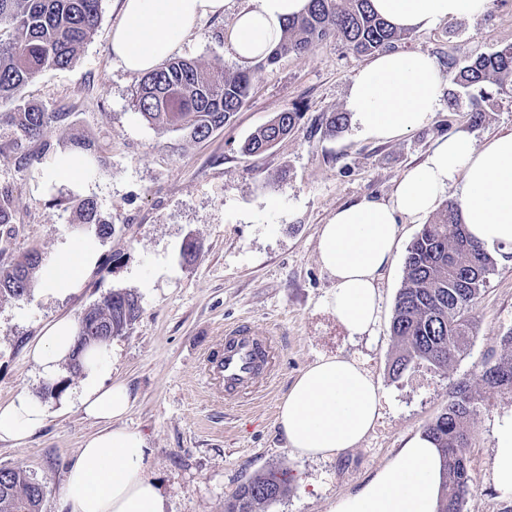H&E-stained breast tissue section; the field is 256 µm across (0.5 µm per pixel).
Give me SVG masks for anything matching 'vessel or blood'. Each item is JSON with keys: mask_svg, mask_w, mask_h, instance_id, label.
I'll use <instances>...</instances> for the list:
<instances>
[{"mask_svg": "<svg viewBox=\"0 0 512 512\" xmlns=\"http://www.w3.org/2000/svg\"><path fill=\"white\" fill-rule=\"evenodd\" d=\"M271 360L267 337L255 335L245 326L226 330L224 351L214 360L226 399L236 400L251 392L267 374Z\"/></svg>", "mask_w": 512, "mask_h": 512, "instance_id": "b4317fda", "label": "vessel or blood"}]
</instances>
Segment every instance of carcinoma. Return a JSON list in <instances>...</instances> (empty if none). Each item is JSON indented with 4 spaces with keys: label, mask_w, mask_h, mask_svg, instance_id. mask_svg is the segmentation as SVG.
<instances>
[{
    "label": "carcinoma",
    "mask_w": 512,
    "mask_h": 512,
    "mask_svg": "<svg viewBox=\"0 0 512 512\" xmlns=\"http://www.w3.org/2000/svg\"><path fill=\"white\" fill-rule=\"evenodd\" d=\"M100 0H0V99L17 102L11 112H0V123L15 128L23 140L40 139L44 129L69 118L68 112H47L25 101L24 90L47 69H65L77 58L99 22ZM403 34L379 18L370 0H309L304 13L284 27L278 43L263 57L273 64L283 54H301L317 40L334 39L359 56L391 48ZM512 81V45L480 55L455 72L453 81L478 91L473 100L488 97L484 83L499 87ZM246 70L214 74L196 61L170 58L145 73L136 92L140 115L164 131H180L202 140L228 124L246 104L250 94ZM298 113L277 114L253 132L242 149L261 155L295 128ZM67 154L85 157L86 171L103 167L94 143L83 134H71ZM70 226L100 238L111 234L112 222L98 204L83 199L71 206ZM16 223L9 190L0 191V227ZM494 257L471 240L460 222L458 204L448 202L411 243L405 259V275L396 296L389 331L397 353L392 375L401 376L415 364L427 362L446 369L465 353L474 328L473 306ZM44 258L37 249L23 260L0 263V297L20 300L33 282L42 277ZM140 312L136 294H109L102 303L83 312L79 323L95 328L78 330L76 352L89 342L110 344L133 325ZM503 354L480 374L490 391L512 392V329L502 338ZM482 397L467 382L457 383L448 405L427 426L442 459V495L438 512H462L470 494L467 455L471 447V422L480 411ZM288 491V472L270 470L242 484L224 502V512H266ZM43 486L24 471L0 468V512H39Z\"/></svg>",
    "instance_id": "cac0c4a2"
}]
</instances>
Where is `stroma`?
Here are the masks:
<instances>
[{
  "label": "stroma",
  "mask_w": 512,
  "mask_h": 512,
  "mask_svg": "<svg viewBox=\"0 0 512 512\" xmlns=\"http://www.w3.org/2000/svg\"><path fill=\"white\" fill-rule=\"evenodd\" d=\"M245 3L229 0L223 17L201 22L178 51L214 72L243 67L251 74L245 106L205 140L158 131L139 114L140 78L110 51L121 0H100L96 31L72 65L46 70L26 87L27 100L69 115L30 144L31 164L18 163L12 150L17 135L0 124V188L10 191L17 216L11 235L0 239L6 258L17 261L36 248L50 260L81 244L98 254L81 285L65 295L47 296L35 285L23 300L0 299V401L28 390L49 407L45 425L33 435L0 441V468L23 470L43 484L40 512H67L66 473L84 439L101 425L73 398L48 394L28 348L51 323L79 319L114 291L137 294L141 311L127 333L112 340L110 376L130 389L122 424L144 436L147 473L160 487L166 512H224L240 485L275 468L288 472V491L266 512H329L424 432L457 382L478 384L512 330V254H500L474 306L467 352L448 369L423 363L392 378L389 326L407 249L422 221L398 224L394 259L379 279L380 319L369 336L349 337L325 308L333 281L317 252L319 230L336 209L362 198L390 201L401 177L438 139L463 128L480 143L511 128L512 90L493 91L478 123L471 120L468 94L450 84L434 117L417 131L382 141L361 136L350 123L331 136L326 119L345 111L365 58L328 40L271 65L243 61L223 33ZM509 44L512 0H492L481 17L406 33L395 47L427 53L444 68ZM292 110L299 119L288 137L258 157L241 152L249 135ZM75 128L104 160L103 172L84 176L78 187L49 173ZM86 198L111 220L108 238L71 233L65 202ZM190 239L199 251L187 263L181 252ZM237 323L272 338L275 367L257 394L228 403L206 358L223 347L225 329ZM330 355L355 360L371 373L382 395L380 414L357 447L328 458L301 457L279 431L278 406L304 369ZM482 398L471 427V492L463 512H512V498L502 497L489 478L495 429L512 414V393L487 391Z\"/></svg>",
  "instance_id": "35a3bbf8"
}]
</instances>
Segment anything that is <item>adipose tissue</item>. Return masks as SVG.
I'll return each mask as SVG.
<instances>
[{"label": "adipose tissue", "instance_id": "1", "mask_svg": "<svg viewBox=\"0 0 512 512\" xmlns=\"http://www.w3.org/2000/svg\"><path fill=\"white\" fill-rule=\"evenodd\" d=\"M228 0H123L112 29L111 53L134 73L170 58L205 17L223 12ZM491 0H371L375 12L404 31H421L460 18H476ZM308 0H248L226 37L241 58L264 55L279 40L288 19ZM447 78L420 52L376 55L354 76L347 98L358 132L392 140L427 124ZM454 190L462 222L481 245L512 253V129L475 143L461 129L439 140L426 159L398 182L391 201L367 198L338 208L322 225L317 250L334 281L325 308L349 336L372 332L379 321L378 280L397 244V220H417L434 211L446 190ZM94 262L90 248L65 250L41 278L44 293L59 295L77 284ZM77 335L74 320L45 328L28 355L45 385L60 382ZM110 348L83 353L77 400L103 428L85 439L67 471L62 494L69 512H165L157 483L147 474L144 437L121 426L131 396L128 386L108 379ZM380 392L355 360L331 356L309 365L278 407L277 425L287 447L305 457H329L356 447L373 428ZM47 406L22 391L0 403V440H21L43 426ZM490 479L512 498V415L495 432ZM441 459L433 441L411 437L358 491L340 497L329 512H437Z\"/></svg>", "mask_w": 512, "mask_h": 512}]
</instances>
